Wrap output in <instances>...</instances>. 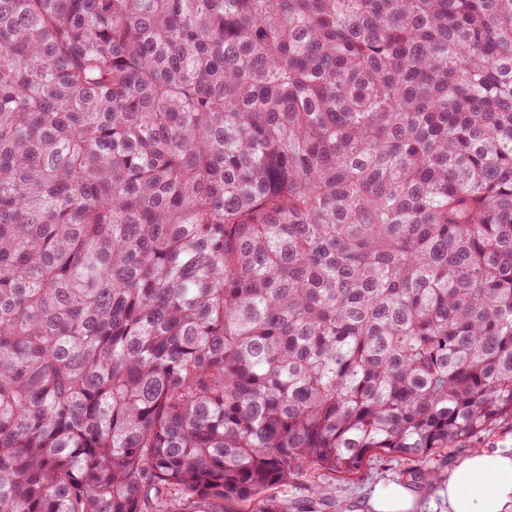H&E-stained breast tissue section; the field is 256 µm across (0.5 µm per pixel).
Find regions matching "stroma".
<instances>
[{"label": "stroma", "instance_id": "35a3bbf8", "mask_svg": "<svg viewBox=\"0 0 512 512\" xmlns=\"http://www.w3.org/2000/svg\"><path fill=\"white\" fill-rule=\"evenodd\" d=\"M467 452L464 446L443 448L424 462L375 452L357 473L338 477L303 473L288 483L271 487L267 494L287 504L288 512H365V504L375 492L400 484L421 494L420 512H444L445 506L432 481L447 473ZM316 484L330 490L327 499L317 503L312 500V487Z\"/></svg>", "mask_w": 512, "mask_h": 512}]
</instances>
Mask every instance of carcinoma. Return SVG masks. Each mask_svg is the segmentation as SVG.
Segmentation results:
<instances>
[{
  "label": "carcinoma",
  "mask_w": 512,
  "mask_h": 512,
  "mask_svg": "<svg viewBox=\"0 0 512 512\" xmlns=\"http://www.w3.org/2000/svg\"><path fill=\"white\" fill-rule=\"evenodd\" d=\"M505 420L512 0H0V512Z\"/></svg>",
  "instance_id": "obj_1"
}]
</instances>
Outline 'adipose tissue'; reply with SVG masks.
I'll return each instance as SVG.
<instances>
[{
	"label": "adipose tissue",
	"mask_w": 512,
	"mask_h": 512,
	"mask_svg": "<svg viewBox=\"0 0 512 512\" xmlns=\"http://www.w3.org/2000/svg\"><path fill=\"white\" fill-rule=\"evenodd\" d=\"M436 484L448 512H512V454L473 449Z\"/></svg>",
	"instance_id": "obj_1"
}]
</instances>
